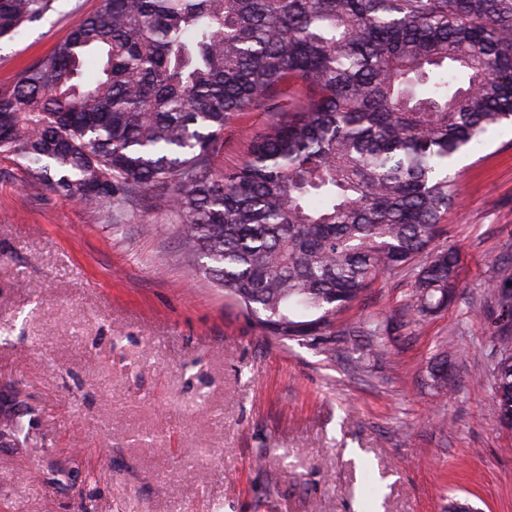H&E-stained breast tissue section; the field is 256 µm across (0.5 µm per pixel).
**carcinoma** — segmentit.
<instances>
[{
	"label": "carcinoma",
	"instance_id": "obj_1",
	"mask_svg": "<svg viewBox=\"0 0 512 512\" xmlns=\"http://www.w3.org/2000/svg\"><path fill=\"white\" fill-rule=\"evenodd\" d=\"M55 2L0 0V41ZM256 109L275 120L216 168L224 126ZM503 122L512 0H101L0 92V153L118 213L170 187L198 271L269 335L315 341L383 272L416 269L423 313L448 303V169ZM493 294L494 401L512 425V289ZM22 431L3 413L0 438Z\"/></svg>",
	"mask_w": 512,
	"mask_h": 512
}]
</instances>
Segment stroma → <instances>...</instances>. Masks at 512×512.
<instances>
[{"label": "stroma", "mask_w": 512, "mask_h": 512, "mask_svg": "<svg viewBox=\"0 0 512 512\" xmlns=\"http://www.w3.org/2000/svg\"><path fill=\"white\" fill-rule=\"evenodd\" d=\"M99 0L0 42V92ZM268 113L224 128L218 168ZM440 245L460 258L447 307L423 317L410 271L386 272L321 344L281 341L181 250L168 191L115 215L33 185L0 154V512H512V429L492 402L488 292L512 277V125L453 169ZM382 328L381 348L358 332ZM448 358L452 390L430 367Z\"/></svg>", "instance_id": "35a3bbf8"}]
</instances>
